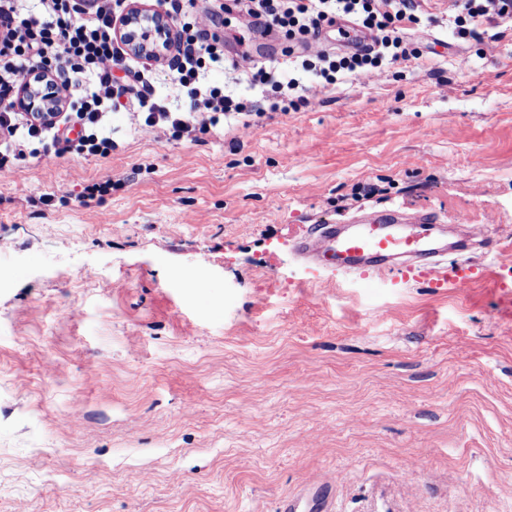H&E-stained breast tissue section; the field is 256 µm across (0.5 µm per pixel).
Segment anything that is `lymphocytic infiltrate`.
<instances>
[{
    "label": "lymphocytic infiltrate",
    "instance_id": "lymphocytic-infiltrate-1",
    "mask_svg": "<svg viewBox=\"0 0 512 512\" xmlns=\"http://www.w3.org/2000/svg\"><path fill=\"white\" fill-rule=\"evenodd\" d=\"M240 10L288 42L282 62L253 68L252 87L274 91L267 107L244 101L230 88L208 83L207 75L225 68L224 52L210 43L212 9L197 0H156L164 14L177 20L179 41L169 68L171 89L188 100L189 111L159 103L146 69L133 81L118 83L112 71L128 66L130 56L115 34L127 0H0V172H14L25 160L24 144L46 133H58V122H43L15 109V95L30 81L46 93H69L68 111L76 113L83 133L79 149L104 155L112 147L101 132L104 113L131 112L139 129L156 137L195 140L218 126L221 118H240L243 128L256 127L269 113L288 112L319 101L346 77L373 78L408 61L407 32L420 25L416 0H235ZM454 23L466 35V22L512 18V0H454ZM345 19L370 32L372 44L347 53L323 45L321 33Z\"/></svg>",
    "mask_w": 512,
    "mask_h": 512
}]
</instances>
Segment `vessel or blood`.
I'll return each mask as SVG.
<instances>
[{"mask_svg": "<svg viewBox=\"0 0 512 512\" xmlns=\"http://www.w3.org/2000/svg\"><path fill=\"white\" fill-rule=\"evenodd\" d=\"M297 250L324 267L365 275L388 270L405 280H426L437 288L463 291L477 277L473 268L444 263L448 252L444 229L429 215L406 219L382 212L342 228L314 224L298 239Z\"/></svg>", "mask_w": 512, "mask_h": 512, "instance_id": "obj_1", "label": "vessel or blood"}]
</instances>
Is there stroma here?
Returning <instances> with one entry per match:
<instances>
[{"mask_svg": "<svg viewBox=\"0 0 512 512\" xmlns=\"http://www.w3.org/2000/svg\"><path fill=\"white\" fill-rule=\"evenodd\" d=\"M420 6L416 59L316 105L193 141L111 112L107 155L47 137L0 175V512H279L320 482L332 512H512V22ZM210 34L243 71L284 48L235 8ZM375 211L490 225L446 258L483 277L297 254Z\"/></svg>", "mask_w": 512, "mask_h": 512, "instance_id": "35a3bbf8", "label": "stroma"}]
</instances>
